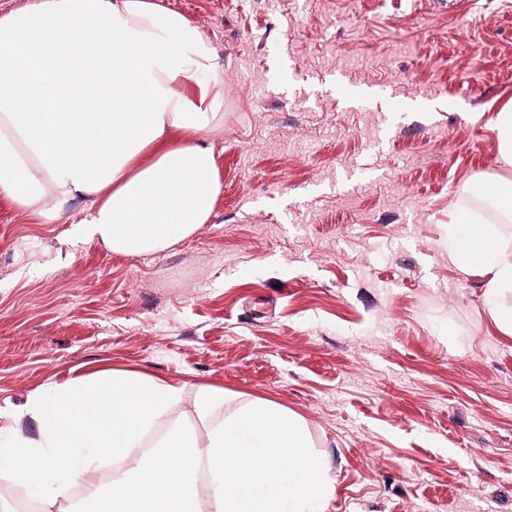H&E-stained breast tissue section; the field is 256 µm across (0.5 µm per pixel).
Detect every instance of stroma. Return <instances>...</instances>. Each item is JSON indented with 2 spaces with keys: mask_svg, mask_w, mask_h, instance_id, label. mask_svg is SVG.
<instances>
[{
  "mask_svg": "<svg viewBox=\"0 0 512 512\" xmlns=\"http://www.w3.org/2000/svg\"><path fill=\"white\" fill-rule=\"evenodd\" d=\"M216 50L221 192L168 250L116 254L0 202V415L101 369L274 402L325 512H512V337L448 258L512 180V15L454 0H162ZM493 129L496 131L498 152L506 164H512V111L498 112Z\"/></svg>",
  "mask_w": 512,
  "mask_h": 512,
  "instance_id": "1",
  "label": "stroma"
}]
</instances>
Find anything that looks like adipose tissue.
Wrapping results in <instances>:
<instances>
[{
	"mask_svg": "<svg viewBox=\"0 0 512 512\" xmlns=\"http://www.w3.org/2000/svg\"><path fill=\"white\" fill-rule=\"evenodd\" d=\"M215 49L157 0H28L0 12V201L47 221L72 215L112 252L157 253L208 223L221 192L205 131L224 119ZM175 143H168L171 133ZM494 224L463 218L449 256L489 274L486 305L512 335V182L483 184ZM13 430L11 480L39 475V512L112 463L83 512H323L331 487L308 430L275 403L141 372L83 375L33 392Z\"/></svg>",
	"mask_w": 512,
	"mask_h": 512,
	"instance_id": "ef3b65f1",
	"label": "adipose tissue"
}]
</instances>
